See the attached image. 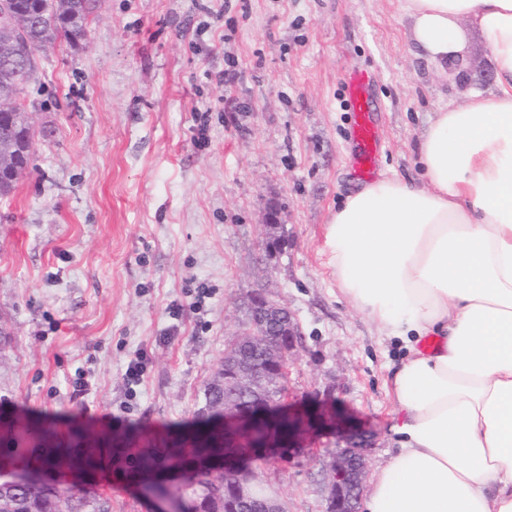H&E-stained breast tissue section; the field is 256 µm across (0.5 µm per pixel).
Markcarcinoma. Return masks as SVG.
Returning a JSON list of instances; mask_svg holds the SVG:
<instances>
[{
	"label": "carcinoma",
	"instance_id": "carcinoma-1",
	"mask_svg": "<svg viewBox=\"0 0 512 512\" xmlns=\"http://www.w3.org/2000/svg\"><path fill=\"white\" fill-rule=\"evenodd\" d=\"M14 5L27 11H36L35 22L24 36L12 37L0 29V56L5 44H11L12 56L8 62L0 61V106L12 108L4 131L9 133L11 150L0 149V196L10 194L18 180L13 172L17 168L30 169L33 161V132L29 112L17 103L11 92L24 85L34 74V56L39 50L64 40L76 44L85 34L88 20L96 10L97 0H13ZM257 366L268 372L270 383L264 396L272 401L288 391L286 383L278 378V369L267 362L260 350H253ZM210 415H224V387L211 382L204 391ZM12 444L16 460L31 468L48 465L42 456H35L29 447V433L20 424H11ZM192 445L185 448V438L173 441L167 461L174 467L192 472L175 493L194 501L197 512H226L238 506L234 493L235 483L230 475L214 476L198 470L202 458L215 451L224 454L255 452L261 448H279L288 442V421L264 422L254 431H242L232 441L234 447H224V428L219 424L205 425L191 434ZM0 512H112V500L99 494L85 492L73 485L67 488L32 484L21 488L7 483L0 485Z\"/></svg>",
	"mask_w": 512,
	"mask_h": 512
}]
</instances>
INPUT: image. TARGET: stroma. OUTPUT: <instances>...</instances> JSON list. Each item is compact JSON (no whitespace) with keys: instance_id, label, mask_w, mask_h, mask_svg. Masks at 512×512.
Masks as SVG:
<instances>
[{"instance_id":"stroma-1","label":"stroma","mask_w":512,"mask_h":512,"mask_svg":"<svg viewBox=\"0 0 512 512\" xmlns=\"http://www.w3.org/2000/svg\"><path fill=\"white\" fill-rule=\"evenodd\" d=\"M401 5L98 0L77 45L36 52L17 97L34 168L0 197V459L13 454L6 419L22 418L37 452L92 457L112 512H146L142 448L164 465L175 433L194 429L257 289L303 334L289 411L348 418L373 440L369 472L396 454L387 381L404 351L341 292L325 252L331 213L360 185L346 72L372 77L378 174L411 180L435 113L494 83L471 26L437 64ZM272 233L283 246L270 254ZM338 443L318 423L253 468L288 512H325Z\"/></svg>"}]
</instances>
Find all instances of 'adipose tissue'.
Returning <instances> with one entry per match:
<instances>
[{"label": "adipose tissue", "mask_w": 512, "mask_h": 512, "mask_svg": "<svg viewBox=\"0 0 512 512\" xmlns=\"http://www.w3.org/2000/svg\"><path fill=\"white\" fill-rule=\"evenodd\" d=\"M443 62L475 28L495 89L437 112L421 180L347 195L325 234L343 293L406 355L390 377L399 453L365 512H512V0H403Z\"/></svg>", "instance_id": "ef3b65f1"}]
</instances>
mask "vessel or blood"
<instances>
[{"label": "vessel or blood", "mask_w": 512, "mask_h": 512, "mask_svg": "<svg viewBox=\"0 0 512 512\" xmlns=\"http://www.w3.org/2000/svg\"><path fill=\"white\" fill-rule=\"evenodd\" d=\"M348 94L353 112L352 137L358 145L354 170L358 178L368 180L376 174L378 141L373 119L374 101L364 72H349Z\"/></svg>", "instance_id": "vessel-or-blood-1"}]
</instances>
